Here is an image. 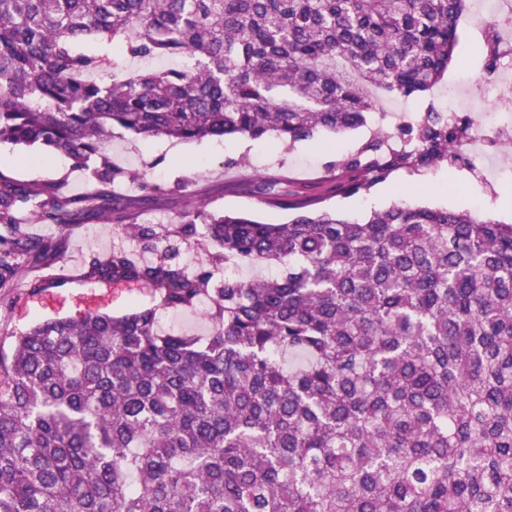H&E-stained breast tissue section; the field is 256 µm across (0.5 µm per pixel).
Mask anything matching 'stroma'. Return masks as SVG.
I'll list each match as a JSON object with an SVG mask.
<instances>
[{"label": "stroma", "mask_w": 512, "mask_h": 512, "mask_svg": "<svg viewBox=\"0 0 512 512\" xmlns=\"http://www.w3.org/2000/svg\"><path fill=\"white\" fill-rule=\"evenodd\" d=\"M468 2L470 7L459 21L458 43L447 75L469 74L473 82L484 87L485 105L490 108L498 90L481 54L484 18L474 10L477 0ZM382 125L381 116L376 114L365 127L336 134L322 132L289 151L269 140L228 137L177 142L116 128L106 152L122 176L112 191L124 200L139 224H178L196 206L213 212L247 213L269 223L287 222L289 210L271 202L267 189L271 181L277 182L279 189L316 198L322 207L358 220L371 210H383L407 199L420 206L469 211L484 219L512 223V171L496 174L497 194L491 201L484 200L482 186L463 165H444L421 176L398 172L357 195H337V162L356 153ZM0 173L25 187L62 185L73 195L87 194L93 188L89 170L75 167L64 154H46L37 147L0 145ZM144 181L150 183V190L141 189ZM20 220L31 235L61 242L60 251L45 263L49 270L85 264L90 255L107 256L118 245L128 249L137 246L126 236L123 221L112 216L62 227L35 223L25 210ZM152 304V294L145 288H115L82 280L35 292L22 279L9 293L0 294V330L16 332L39 321L77 318L93 311L121 315Z\"/></svg>", "instance_id": "35a3bbf8"}]
</instances>
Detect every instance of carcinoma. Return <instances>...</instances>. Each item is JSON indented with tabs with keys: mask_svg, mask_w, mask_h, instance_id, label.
Returning a JSON list of instances; mask_svg holds the SVG:
<instances>
[{
	"mask_svg": "<svg viewBox=\"0 0 512 512\" xmlns=\"http://www.w3.org/2000/svg\"><path fill=\"white\" fill-rule=\"evenodd\" d=\"M465 0H0V144L94 168V190L0 174V288L54 246L25 235L122 213L102 152L121 128L192 141L367 125L379 98L448 69ZM117 42L193 66L92 78ZM336 163L352 196L451 162L461 127L429 108ZM285 224L197 208L128 224L152 252L92 256L88 278L155 304L11 332L0 346V512H512V224L398 202ZM204 254L187 269L179 249ZM280 264L246 281L240 267ZM208 302L209 336L157 314Z\"/></svg>",
	"mask_w": 512,
	"mask_h": 512,
	"instance_id": "cac0c4a2",
	"label": "carcinoma"
}]
</instances>
